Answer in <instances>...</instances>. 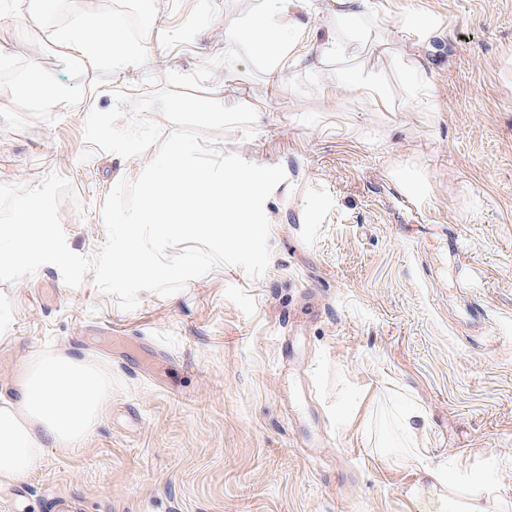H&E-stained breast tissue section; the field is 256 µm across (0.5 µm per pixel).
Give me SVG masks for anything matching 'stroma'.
<instances>
[{
  "instance_id": "obj_1",
  "label": "stroma",
  "mask_w": 512,
  "mask_h": 512,
  "mask_svg": "<svg viewBox=\"0 0 512 512\" xmlns=\"http://www.w3.org/2000/svg\"><path fill=\"white\" fill-rule=\"evenodd\" d=\"M136 2L160 47L123 72L74 63L61 26H28L42 0H9L0 57L59 95L0 112V183L67 177V244L92 255L105 198L156 151L99 150L89 112L119 91L244 103L252 139L205 137L286 172L265 203L269 267L253 279L221 264L172 296L140 292L132 311L90 273L75 288L52 265L0 283L1 391L57 352L112 386L90 439L0 485V512H448L452 495L512 512V0H376L350 22L313 0L301 21L349 50L276 80L245 48L224 70L225 31L260 0ZM412 14L441 25L424 56ZM417 64L434 105L396 75ZM352 69L379 73L386 107L337 88ZM408 406L421 413L411 436ZM459 462L474 483L410 495L420 467Z\"/></svg>"
}]
</instances>
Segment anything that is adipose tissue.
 <instances>
[{"label":"adipose tissue","instance_id":"adipose-tissue-1","mask_svg":"<svg viewBox=\"0 0 512 512\" xmlns=\"http://www.w3.org/2000/svg\"><path fill=\"white\" fill-rule=\"evenodd\" d=\"M310 0H265L249 25L224 35L225 45L244 43L264 59L273 77L287 71L298 55L322 65L346 51L341 39L312 41L298 15ZM73 56L120 69L135 68L153 51L148 38L126 39L119 18L83 19L61 34ZM109 400L103 376L85 362L65 355L30 362L11 398L0 397V484L27 476L45 449L70 451L91 436Z\"/></svg>","mask_w":512,"mask_h":512}]
</instances>
